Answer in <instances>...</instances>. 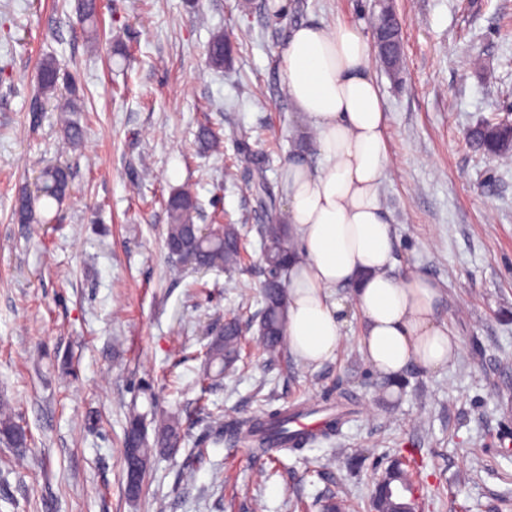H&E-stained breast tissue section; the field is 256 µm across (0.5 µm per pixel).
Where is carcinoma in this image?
I'll return each mask as SVG.
<instances>
[{"label":"carcinoma","instance_id":"1","mask_svg":"<svg viewBox=\"0 0 512 512\" xmlns=\"http://www.w3.org/2000/svg\"><path fill=\"white\" fill-rule=\"evenodd\" d=\"M372 30L396 34L400 32V22L393 16L385 19L382 14H373ZM233 45L231 39L217 34L212 37L207 55L209 62L216 68H222L231 63ZM61 66L53 58L43 59L37 69L35 82L40 89L41 97L45 100L57 99L56 111L76 112L77 98L74 83H69V96L57 97L60 89ZM64 145L67 149L76 151L83 144V130L73 121H64ZM202 147L208 150L220 148L221 136L208 127H203L198 133ZM476 148L488 154L506 156L512 150L501 144V132L493 127L480 129L475 137ZM71 183L67 169L53 165L44 168L39 174V188L36 193L22 192L15 200L14 210L22 223H32L40 218L37 205L48 208L58 205L70 194ZM169 224L166 229L165 248L168 252L178 251L182 256H189L195 267L200 269H224L230 271L241 266L242 251L239 243V233L235 225L214 222L210 228L209 237L201 239L196 228L195 218L198 216L197 200L193 191L188 187L174 191L167 200ZM262 242L263 261L266 269V281L263 286L262 308L258 333L260 342L269 356L274 357L279 352L285 339V323L287 311V286L289 264L296 255L295 248L288 235L285 224H262L258 228ZM242 327L236 320L224 323V329L208 343L206 362L208 367L218 370L233 365L240 358ZM309 413L306 408L286 409L274 413H261L235 421L229 429V439L238 442L247 441L252 444L253 453L264 456L272 449L296 451L317 436L294 433L288 424L300 415ZM352 414L350 399L336 403V410L325 417L320 437L330 439L338 435L342 427L349 421ZM144 415L134 413L129 416L126 424L125 445L138 441L144 433ZM154 443L144 441L140 444L145 460H150L157 448H166L170 443L177 442L181 421L175 416H160L154 418ZM0 437L13 448L28 447V435L18 422L13 404L0 399ZM378 506L382 512H419L415 500L404 501L395 495L393 489L385 487L378 494Z\"/></svg>","mask_w":512,"mask_h":512}]
</instances>
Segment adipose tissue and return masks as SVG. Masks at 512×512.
I'll use <instances>...</instances> for the list:
<instances>
[{
	"instance_id": "1",
	"label": "adipose tissue",
	"mask_w": 512,
	"mask_h": 512,
	"mask_svg": "<svg viewBox=\"0 0 512 512\" xmlns=\"http://www.w3.org/2000/svg\"><path fill=\"white\" fill-rule=\"evenodd\" d=\"M370 61L369 40L354 26L308 23L288 35L283 79L296 112L317 133L320 161L289 163L283 175L298 253L288 272L286 334L302 361L332 358L342 339L337 291L352 289L364 358L394 380L413 367H448L460 344L438 318V284L393 273L395 236L380 204L391 168L388 117Z\"/></svg>"
}]
</instances>
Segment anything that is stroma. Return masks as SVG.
<instances>
[{
  "mask_svg": "<svg viewBox=\"0 0 512 512\" xmlns=\"http://www.w3.org/2000/svg\"><path fill=\"white\" fill-rule=\"evenodd\" d=\"M100 0L79 24L78 0H0V395L31 436L23 466L0 444V512H372L375 477L410 463L422 512H512V156L468 141L512 115V0H395L403 78L371 74L388 116L393 170L381 204L396 238V272H419L446 295L438 317L461 343L448 368L409 369L381 393L360 350L352 292L335 358L270 360L255 328L235 369L201 393L209 330L248 321L265 281L258 227L287 209L281 172L301 157L306 126L283 83L289 30L341 22L369 31L374 0ZM235 45L231 67L210 65L215 33ZM51 56L76 81L71 113L81 150L59 153V112H35L33 76ZM208 124L220 151L201 149ZM268 159L259 206L245 156ZM71 194L45 224L20 223L21 189L47 164ZM192 185L202 223L238 225L241 267L202 271L164 247L166 201ZM352 398L341 435L260 462L215 436L225 421ZM182 421L175 453L155 452L138 497L125 489L130 410Z\"/></svg>",
  "mask_w": 512,
  "mask_h": 512,
  "instance_id": "obj_1",
  "label": "stroma"
}]
</instances>
